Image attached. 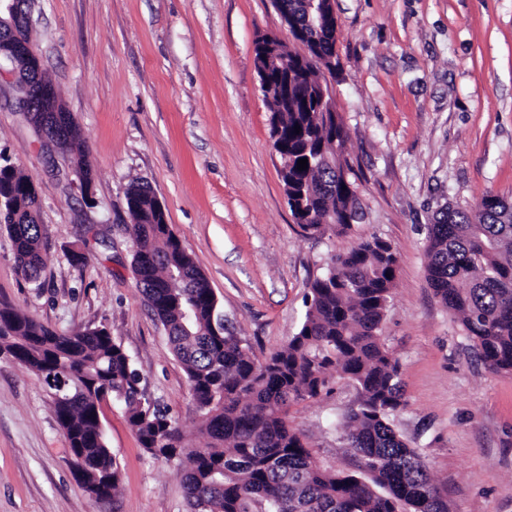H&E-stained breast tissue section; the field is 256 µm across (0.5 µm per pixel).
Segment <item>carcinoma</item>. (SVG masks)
Masks as SVG:
<instances>
[{
  "label": "carcinoma",
  "instance_id": "cac0c4a2",
  "mask_svg": "<svg viewBox=\"0 0 512 512\" xmlns=\"http://www.w3.org/2000/svg\"><path fill=\"white\" fill-rule=\"evenodd\" d=\"M294 37L323 65L280 44L268 62V37L255 43V59L288 80L264 92L271 131L281 132L288 170L280 173L288 209L306 233L327 227L345 233L364 219L345 157L346 134L336 112H322L324 72L340 70L338 31L329 22L307 25L304 0H279ZM67 129L69 161L94 181L71 112L57 113ZM300 133H295V126ZM308 160L298 170L297 161ZM0 229L29 281L42 266L41 199L31 177L9 159L0 163ZM126 204L137 286L162 323L188 378L200 413L203 448H185L168 413L147 399L130 356L104 326L59 334L15 309L0 306V349L52 392L65 378L64 399L50 397L71 453L81 460L86 491L118 489L121 472L100 424L102 402L124 407L145 453L180 461L191 512H453L432 482L416 449L394 428L405 404L399 363L385 346L382 323L396 288L397 253L379 238L339 253L309 286L299 331L263 360L224 325L221 306L202 270L167 224V214L145 182L132 181ZM427 278L461 323L471 347L494 374L512 373V202L493 193L470 209L448 206L428 225ZM359 392L343 414L346 440L359 459L356 471L321 465L290 424L291 405L316 399L332 376Z\"/></svg>",
  "mask_w": 512,
  "mask_h": 512
}]
</instances>
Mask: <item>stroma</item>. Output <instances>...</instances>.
<instances>
[{"mask_svg": "<svg viewBox=\"0 0 512 512\" xmlns=\"http://www.w3.org/2000/svg\"><path fill=\"white\" fill-rule=\"evenodd\" d=\"M333 6L332 88L366 218L311 235L286 204L255 65L260 36L290 38L272 0H38L34 45L94 164L95 203L67 187L60 157L0 80V155L39 188L44 257L38 281L25 280L0 230V305L60 334L107 327L146 397L201 446L186 374L132 271L129 184L151 185L227 325L261 359L297 333L332 257L379 237L399 257L383 321L405 390L396 427L455 512H512V374L476 360L426 278L437 210L488 192L512 200V0ZM78 244L86 260L75 265ZM357 398L335 377L290 409L326 468L358 463L339 426ZM101 424L121 470L107 499L78 481L40 380L0 359V512H188L176 464L143 453L123 407L104 402Z\"/></svg>", "mask_w": 512, "mask_h": 512, "instance_id": "obj_1", "label": "stroma"}]
</instances>
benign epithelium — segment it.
<instances>
[{
    "label": "benign epithelium",
    "mask_w": 512,
    "mask_h": 512,
    "mask_svg": "<svg viewBox=\"0 0 512 512\" xmlns=\"http://www.w3.org/2000/svg\"><path fill=\"white\" fill-rule=\"evenodd\" d=\"M37 0H0V78L10 82L27 117L40 112L34 127L42 142L63 154L58 133L47 127L48 113L58 112L57 93L50 84H37L42 63L30 39L32 15Z\"/></svg>",
    "instance_id": "benign-epithelium-1"
}]
</instances>
